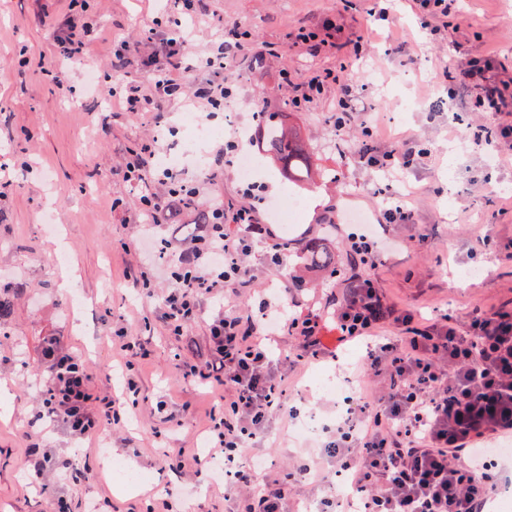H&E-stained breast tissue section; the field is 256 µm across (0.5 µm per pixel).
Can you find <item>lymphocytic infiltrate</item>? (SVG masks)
<instances>
[{
	"mask_svg": "<svg viewBox=\"0 0 512 512\" xmlns=\"http://www.w3.org/2000/svg\"><path fill=\"white\" fill-rule=\"evenodd\" d=\"M249 37L230 29L196 60L177 39H150L131 52L157 71L156 90L215 112L236 95L224 63L237 58ZM501 66L496 56L485 55L463 59L445 73L449 83L479 87L476 106L494 118L472 128L477 146L512 138V122L500 118L512 88L490 77ZM201 67L211 69L212 78L186 85L187 74ZM156 154L154 145H144L130 152L123 170L124 180L139 188L138 209L152 224L163 222L173 199L200 196L199 184L186 173L155 168ZM257 214L254 206L212 209L207 231L188 248L190 271L172 270L163 295L146 286V273L138 275L143 296L161 298L158 317L175 335L200 317L205 302L216 303L206 323L205 354L184 363L181 372L183 379L223 387L224 401L213 412L207 451L177 449L179 466L203 463L204 481L223 482L227 512H288L294 484L314 478L311 466L299 465L279 480L265 474L263 459L246 455L249 445L266 437L274 415L287 409L278 362L264 341L265 319L277 318L282 335L292 340L290 362L329 355L335 344L373 340L388 324L394 335L376 343L363 363L366 374L383 379V390L358 393L324 448L347 477V505L356 512H487L501 485L496 460L477 456L476 445L512 434V310L477 307L461 322L444 314L425 323L414 310L386 305L374 278L365 277L351 283L330 314L290 316L282 303L263 297L261 318L253 320L233 300L253 281L247 259L268 232ZM121 348L127 355L123 392L97 397L86 366L60 337H46L38 418L81 438L136 407L133 361L144 357V346L127 336Z\"/></svg>",
	"mask_w": 512,
	"mask_h": 512,
	"instance_id": "obj_1",
	"label": "lymphocytic infiltrate"
}]
</instances>
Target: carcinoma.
I'll use <instances>...</instances> for the list:
<instances>
[{"mask_svg":"<svg viewBox=\"0 0 512 512\" xmlns=\"http://www.w3.org/2000/svg\"><path fill=\"white\" fill-rule=\"evenodd\" d=\"M262 137L266 152L282 164L288 178L303 182L311 177V157L297 132L284 128L276 113L270 112L262 121ZM305 266L317 271L336 273V260L325 238H314L305 244ZM22 289L19 283H0V325L7 322L13 300Z\"/></svg>","mask_w":512,"mask_h":512,"instance_id":"cac0c4a2","label":"carcinoma"}]
</instances>
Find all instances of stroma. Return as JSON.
Wrapping results in <instances>:
<instances>
[{
	"label": "stroma",
	"mask_w": 512,
	"mask_h": 512,
	"mask_svg": "<svg viewBox=\"0 0 512 512\" xmlns=\"http://www.w3.org/2000/svg\"><path fill=\"white\" fill-rule=\"evenodd\" d=\"M199 4L207 22L185 32L190 50L204 52L219 23L252 34L236 60L231 107L256 134L254 101L262 99L266 111L300 130L314 169L322 173L307 185L290 182L258 139H251L249 148L262 168L257 182L269 199L296 193L304 211L286 234L273 223L269 207L261 208L260 220L270 233L253 255L261 280L255 297L245 300L244 314L257 316L258 297L279 294L290 275L302 271V244L316 236L329 238L336 274L314 277L313 288L297 293L290 312H332L349 281L368 275L387 305L408 306L427 318L512 305V261L500 254L512 241V158L494 161L487 149L462 144L460 134L475 119L480 91L450 88L443 77L460 58L489 52L504 64L495 80L512 86V0H454L451 15L434 32L424 28L417 0ZM69 19L97 29L81 61L59 57L54 46L55 27ZM176 19L161 0H0V277L24 285L0 331V387L9 391L0 398V512H56L61 503L68 512H84L90 502L101 512H147L166 488L175 493V512H224L223 486L197 485L166 463L172 449L205 447L209 414L222 395L219 387L185 381L179 372L190 358L186 338L203 343L206 323H192L181 337L171 334L157 318L160 298L141 297L126 278L138 259L152 287H164L178 255L156 258L152 245L186 240L184 225L196 221L194 210H182L166 224L142 228L135 222L136 193L123 179L130 151L142 144L154 141L160 151H180L182 138L174 130L191 106L160 95L155 115H140L87 91L88 68H95L100 86L111 85L121 44L140 41L150 30L178 34ZM329 19L341 29L335 46L298 41L300 31L319 29ZM342 68L352 77L358 111L368 113L376 133L366 134L356 124L349 136H337L330 120L339 96L336 83L308 95L312 77ZM53 71L63 72L65 89L53 84ZM408 136L428 150L417 167L397 170L386 182L361 161V147L377 154ZM197 181L206 192L205 206L246 203L234 169L210 168ZM386 186L409 194L415 223L380 224V190ZM348 206L376 220L377 239H397L377 268L352 258L343 243L340 226ZM51 219L69 246L68 263L52 258L46 228ZM283 241L288 254L275 272L267 257ZM468 268L480 269V276L462 277ZM65 275L70 289L63 292L58 284ZM72 291L80 298L74 309L68 303ZM120 328L148 351L136 362L138 404L131 413L82 441L63 428L34 424L45 377L39 362L44 337L63 339L85 363L98 394L109 383L107 369L125 362L115 337ZM336 369L335 359L324 357L284 372L291 404L330 426L338 399L318 389L317 378ZM160 402L166 405L162 416L156 412ZM321 444V436H305L293 420L277 417L270 442L250 453L267 457L279 478ZM109 448L151 475V482L118 488L101 464ZM45 453L74 458L87 479L63 482L47 468L28 481V461Z\"/></svg>",
	"instance_id": "35a3bbf8"
}]
</instances>
